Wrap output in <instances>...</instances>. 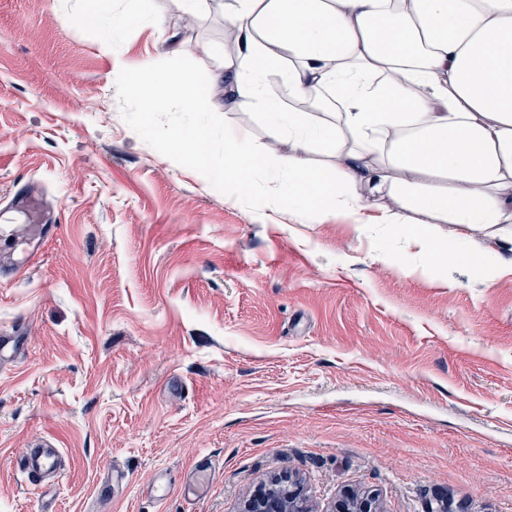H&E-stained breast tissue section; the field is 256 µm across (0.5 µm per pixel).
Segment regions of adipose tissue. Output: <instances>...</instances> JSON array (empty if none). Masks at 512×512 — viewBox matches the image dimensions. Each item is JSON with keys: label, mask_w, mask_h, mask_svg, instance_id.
<instances>
[{"label": "adipose tissue", "mask_w": 512, "mask_h": 512, "mask_svg": "<svg viewBox=\"0 0 512 512\" xmlns=\"http://www.w3.org/2000/svg\"><path fill=\"white\" fill-rule=\"evenodd\" d=\"M108 2L90 0L73 26L108 19L119 32L159 15L136 0L112 18ZM224 21L240 34L224 55L227 94L261 113L274 148L257 154L228 125L223 152L202 150L211 128L197 115L218 106L195 73L156 58L124 76L147 109L190 114L166 138L173 160L241 194L270 166L290 216L388 224L443 264L480 265L476 231L512 244V0H225Z\"/></svg>", "instance_id": "obj_1"}]
</instances>
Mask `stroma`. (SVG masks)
Listing matches in <instances>:
<instances>
[{
  "label": "stroma",
  "instance_id": "obj_1",
  "mask_svg": "<svg viewBox=\"0 0 512 512\" xmlns=\"http://www.w3.org/2000/svg\"><path fill=\"white\" fill-rule=\"evenodd\" d=\"M84 5L0 0V207L32 190L58 226L24 275L0 241V336L25 340L0 359V512H238L276 477L309 512H512V252L477 232L488 273L418 272L385 225L277 209L272 173L202 181L164 146L187 114L144 112L113 59L209 82L222 9L158 0L163 27L110 38L70 26ZM213 96L211 149L230 123L265 151ZM44 438L67 466L37 494L14 461Z\"/></svg>",
  "mask_w": 512,
  "mask_h": 512
}]
</instances>
